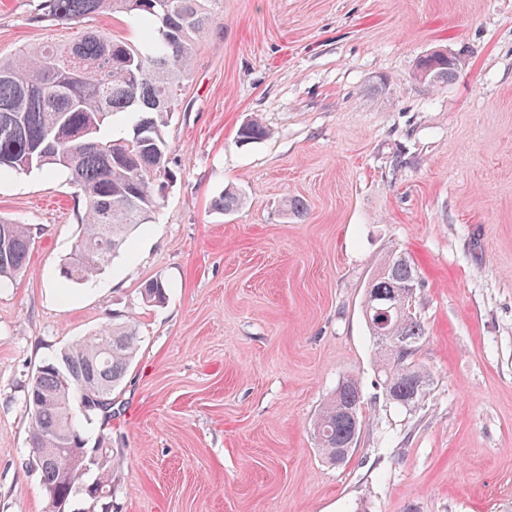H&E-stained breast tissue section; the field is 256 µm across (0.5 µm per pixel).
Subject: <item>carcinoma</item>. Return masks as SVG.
<instances>
[{
    "mask_svg": "<svg viewBox=\"0 0 512 512\" xmlns=\"http://www.w3.org/2000/svg\"><path fill=\"white\" fill-rule=\"evenodd\" d=\"M217 0H40L32 20L48 25H78L104 13H121L141 25L146 37L136 46L99 31H87L66 44L27 47L0 59V172L27 174L60 169L84 202L83 232L61 275L80 286L114 259L130 232L147 224L160 207L173 174L165 136L176 91L188 78L199 37L217 21ZM458 71L448 54L434 51L416 64L415 76L446 84ZM138 113L132 133L108 134L113 116ZM268 135L258 119L244 123L238 141L251 143ZM241 196L226 190L213 201L230 212ZM32 245L29 228L0 218V286L22 273ZM418 285L410 260L390 253L367 283L364 317L371 335L383 337L376 351L386 399L396 405H420L428 377L413 359L403 362L394 341L416 347L425 336L422 321L396 308L383 315L371 293L389 294ZM143 304L166 299L162 282L140 289ZM138 342L136 322L105 325L82 336L45 360L25 394L31 415L29 466L38 473L46 497L70 506L82 495L83 512H112V449L104 462L86 464L72 474L44 463L59 448L90 453L86 428L112 417V393L125 378ZM363 396L358 382L340 381L314 423L319 452L332 464L341 449L359 436Z\"/></svg>",
    "mask_w": 512,
    "mask_h": 512,
    "instance_id": "cac0c4a2",
    "label": "carcinoma"
}]
</instances>
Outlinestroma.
<instances>
[{
    "label": "stroma",
    "mask_w": 512,
    "mask_h": 512,
    "mask_svg": "<svg viewBox=\"0 0 512 512\" xmlns=\"http://www.w3.org/2000/svg\"><path fill=\"white\" fill-rule=\"evenodd\" d=\"M0 0V56L73 37ZM166 129L177 179L92 281L65 287L83 201L66 173L0 175L28 225L0 288V512H47L28 464L31 376L134 315L113 415L114 512H512V0H219ZM457 56L448 84L414 75ZM257 116L269 138L237 141ZM234 187L224 214L213 199ZM304 205L302 215L287 209ZM405 253L422 404L386 400L363 293ZM162 281L167 301L140 305ZM358 380L363 427L324 462L313 421ZM453 58L458 62L457 65L448 62V54L445 52L434 51L423 56L416 64L415 76L434 85L448 84L456 76L460 65V61ZM425 69L430 70L428 74L425 73Z\"/></svg>",
    "instance_id": "stroma-1"
}]
</instances>
